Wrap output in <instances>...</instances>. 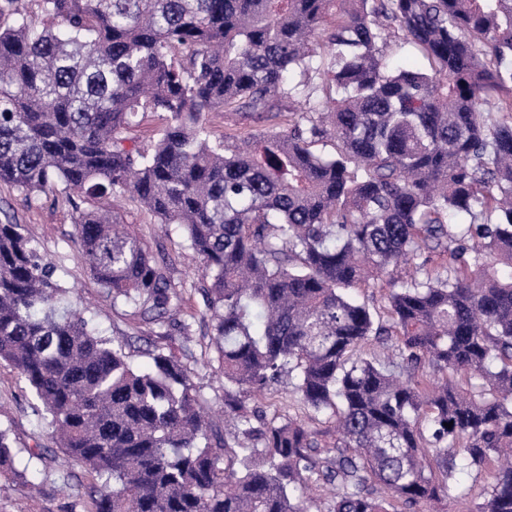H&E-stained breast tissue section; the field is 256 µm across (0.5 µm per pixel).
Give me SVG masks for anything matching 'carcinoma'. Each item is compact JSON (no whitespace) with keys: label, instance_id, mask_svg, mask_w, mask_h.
<instances>
[{"label":"carcinoma","instance_id":"carcinoma-1","mask_svg":"<svg viewBox=\"0 0 512 512\" xmlns=\"http://www.w3.org/2000/svg\"><path fill=\"white\" fill-rule=\"evenodd\" d=\"M50 20L38 26L31 6ZM0 183L62 184L90 275L159 336L166 261L105 206L176 224L224 372L221 430L181 360L132 361L0 222V365L26 382L91 512H415L489 475L512 512V0H0ZM401 34L429 69L395 67ZM288 102L217 141L203 111ZM167 113L147 148L123 130ZM384 312L360 294L390 272ZM375 343L392 354H363ZM288 375L310 417L251 401ZM451 427H445V424ZM28 466L0 429V471Z\"/></svg>","mask_w":512,"mask_h":512}]
</instances>
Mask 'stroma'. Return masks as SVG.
Masks as SVG:
<instances>
[{
	"label": "stroma",
	"mask_w": 512,
	"mask_h": 512,
	"mask_svg": "<svg viewBox=\"0 0 512 512\" xmlns=\"http://www.w3.org/2000/svg\"><path fill=\"white\" fill-rule=\"evenodd\" d=\"M287 113L256 115L250 112H205L203 126L213 137L229 141L268 130L288 128ZM120 223L130 225L150 250L170 260V280L182 297L180 318L193 319V340L182 343L179 336L163 339L162 345L183 358L194 384L214 411L224 408V379L216 350L211 342V327L199 320L201 300L193 290L198 262L183 246L180 230L158 219L127 197L113 198L109 204ZM14 214L35 239L39 250L56 268L57 275L75 289V306L91 318L104 333L115 340L144 346L151 339L149 328L137 316L113 308L94 279L84 268L77 248L71 241L76 211L62 188L43 195L38 205L27 206L8 185H0V212ZM35 400L25 382L7 367H0V428L8 430L17 450L38 449L30 462L37 472V489L12 473L0 472V512H88L92 475L77 463H67L51 438V431L41 425L34 409Z\"/></svg>",
	"instance_id": "1"
}]
</instances>
